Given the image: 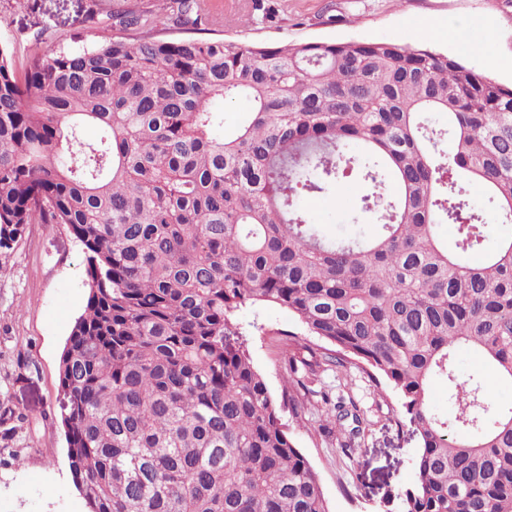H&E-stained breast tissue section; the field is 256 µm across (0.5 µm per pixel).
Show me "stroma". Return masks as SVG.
I'll use <instances>...</instances> for the list:
<instances>
[{"instance_id": "obj_1", "label": "stroma", "mask_w": 512, "mask_h": 512, "mask_svg": "<svg viewBox=\"0 0 512 512\" xmlns=\"http://www.w3.org/2000/svg\"><path fill=\"white\" fill-rule=\"evenodd\" d=\"M153 0H0V45L17 73L32 57L54 47L79 48L111 38L116 10H140ZM208 18L201 39L221 35L247 44L389 41L430 47L459 57L498 83L512 85V0H265L276 11L271 23L224 22L225 10L250 0H197ZM96 8L99 24L86 20ZM433 20L440 37L422 32ZM458 30L455 42L445 31ZM352 182L328 195L302 198L310 222L336 234L348 231V210L363 194ZM88 297L84 255L66 226L30 225L6 268L0 269V512H87L69 470L57 413L59 363L66 340ZM237 320L255 368L273 397L282 392V349L302 328L287 310L252 305ZM457 368L479 378L495 407H512V382L479 354L463 349ZM351 390L371 423L362 450L344 457L335 437L313 422L283 414L292 440L318 474L329 512H396V496L413 480L417 439L387 421L398 408L395 394H374L361 372Z\"/></svg>"}]
</instances>
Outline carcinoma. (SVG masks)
I'll return each mask as SVG.
<instances>
[{"label":"carcinoma","mask_w":512,"mask_h":512,"mask_svg":"<svg viewBox=\"0 0 512 512\" xmlns=\"http://www.w3.org/2000/svg\"><path fill=\"white\" fill-rule=\"evenodd\" d=\"M174 7L205 23L155 0L117 14L139 37L50 49L22 78L0 47V261L31 224L65 225L84 254L58 409L88 512H329L281 411L320 398L352 457L363 414L312 388L351 365L399 396L391 420L418 441L397 512H512V408L456 368L468 349L512 381V87L392 42L165 36ZM239 97L252 109L229 137L213 103ZM351 176L369 191L336 237L299 199ZM256 304L326 344L288 356L279 402L236 320ZM430 400L434 411L443 418H452L455 414V407L448 399V387L443 381L434 383Z\"/></svg>","instance_id":"carcinoma-1"}]
</instances>
